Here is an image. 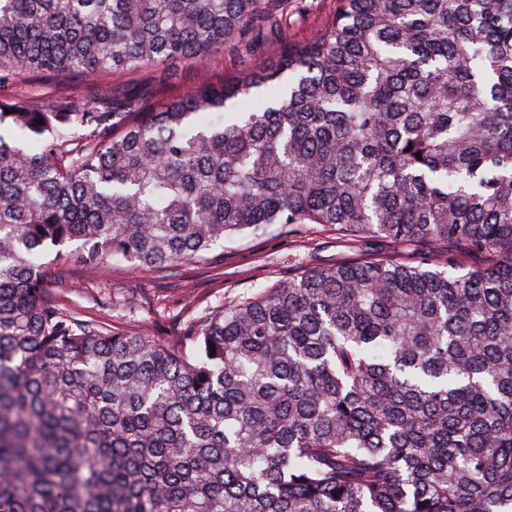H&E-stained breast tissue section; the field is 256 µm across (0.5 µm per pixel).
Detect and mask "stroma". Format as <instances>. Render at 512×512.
I'll use <instances>...</instances> for the list:
<instances>
[{
  "label": "stroma",
  "instance_id": "obj_1",
  "mask_svg": "<svg viewBox=\"0 0 512 512\" xmlns=\"http://www.w3.org/2000/svg\"><path fill=\"white\" fill-rule=\"evenodd\" d=\"M338 0H262L260 20L225 40L206 64L171 62L141 72H115L105 84L114 103L154 109L201 84L234 79L256 61L275 62L283 38L308 39L331 19ZM395 254L410 261L438 256L406 243L352 237L321 224H275L212 246L204 262H189L164 273L136 270L124 261L85 267L47 257L46 293L61 309L76 311L120 333H142L179 346L185 328L206 312L252 297L301 273L361 255Z\"/></svg>",
  "mask_w": 512,
  "mask_h": 512
}]
</instances>
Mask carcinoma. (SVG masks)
<instances>
[{"label": "carcinoma", "instance_id": "obj_1", "mask_svg": "<svg viewBox=\"0 0 512 512\" xmlns=\"http://www.w3.org/2000/svg\"><path fill=\"white\" fill-rule=\"evenodd\" d=\"M257 14L0 0V512H512V0H339L155 110L8 93L202 64ZM272 224L446 252L305 272L178 349L44 294L53 251L160 272Z\"/></svg>", "mask_w": 512, "mask_h": 512}]
</instances>
